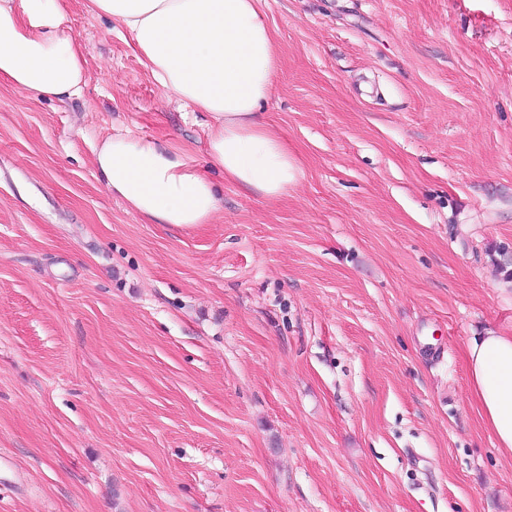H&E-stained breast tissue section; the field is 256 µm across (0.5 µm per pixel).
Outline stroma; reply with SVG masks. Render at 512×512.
<instances>
[{"label":"stroma","mask_w":512,"mask_h":512,"mask_svg":"<svg viewBox=\"0 0 512 512\" xmlns=\"http://www.w3.org/2000/svg\"><path fill=\"white\" fill-rule=\"evenodd\" d=\"M302 168L208 224L97 179L206 159L129 34L69 0L80 96L0 85V512H512L469 339L512 332V0H260ZM95 165L106 189L153 224H208L221 210L211 179L169 141L112 136Z\"/></svg>","instance_id":"35a3bbf8"}]
</instances>
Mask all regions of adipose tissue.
Returning <instances> with one entry per match:
<instances>
[{
  "instance_id": "adipose-tissue-1",
  "label": "adipose tissue",
  "mask_w": 512,
  "mask_h": 512,
  "mask_svg": "<svg viewBox=\"0 0 512 512\" xmlns=\"http://www.w3.org/2000/svg\"><path fill=\"white\" fill-rule=\"evenodd\" d=\"M128 32L146 72L178 103L207 113V168L163 140L117 135L95 153L101 181L151 222L190 227L221 210L208 170L268 201L287 197L302 168L261 117L277 50L257 0H85ZM62 0H0V84L60 102L79 96L87 70L63 27ZM472 395L498 448L512 453V334L493 329L466 350Z\"/></svg>"
}]
</instances>
